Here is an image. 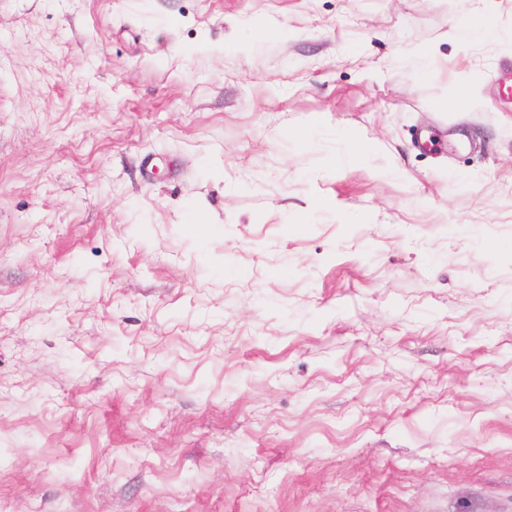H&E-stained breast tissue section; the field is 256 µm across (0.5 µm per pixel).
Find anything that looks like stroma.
I'll return each instance as SVG.
<instances>
[{"instance_id": "obj_1", "label": "stroma", "mask_w": 512, "mask_h": 512, "mask_svg": "<svg viewBox=\"0 0 512 512\" xmlns=\"http://www.w3.org/2000/svg\"><path fill=\"white\" fill-rule=\"evenodd\" d=\"M504 60L512 0H0V512H512ZM471 19H480L481 22L473 24L471 23ZM462 31L469 38L481 43L496 42L499 40L498 31L490 17L481 11H476L471 15Z\"/></svg>"}]
</instances>
